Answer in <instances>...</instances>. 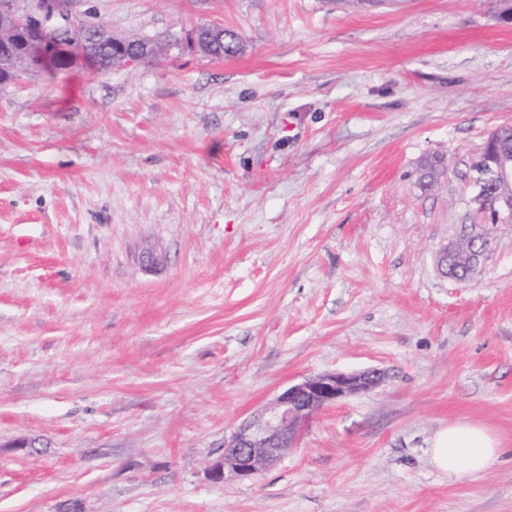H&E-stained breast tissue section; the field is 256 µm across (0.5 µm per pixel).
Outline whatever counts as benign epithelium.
Listing matches in <instances>:
<instances>
[{"label": "benign epithelium", "instance_id": "1", "mask_svg": "<svg viewBox=\"0 0 512 512\" xmlns=\"http://www.w3.org/2000/svg\"><path fill=\"white\" fill-rule=\"evenodd\" d=\"M20 0H0V27L13 42L39 44L43 59L75 58V51L63 33L76 21L62 0H30L31 9L18 6ZM94 36L112 44V58L131 66L141 61L130 50L127 38H116L103 23H87ZM17 50L0 48V83L16 79ZM473 191L470 211L478 218L475 227L489 228L512 222V152L490 153L482 148L471 163ZM486 234L477 233L450 240L438 250L442 275L464 280L488 253ZM382 379L377 369L313 375L288 386L270 403L245 420L224 442V454L211 466L214 478L248 479L260 474L293 449L299 432L315 413L338 401L376 387Z\"/></svg>", "mask_w": 512, "mask_h": 512}]
</instances>
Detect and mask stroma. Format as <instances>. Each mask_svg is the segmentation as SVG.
Wrapping results in <instances>:
<instances>
[{"label":"stroma","instance_id":"35a3bbf8","mask_svg":"<svg viewBox=\"0 0 512 512\" xmlns=\"http://www.w3.org/2000/svg\"><path fill=\"white\" fill-rule=\"evenodd\" d=\"M68 9L163 51L0 85V512H512V224L472 279L436 268L512 124L493 0ZM212 24L240 52L178 44ZM370 368L279 462L213 478L282 389ZM458 420L500 444L479 476L430 460Z\"/></svg>","mask_w":512,"mask_h":512}]
</instances>
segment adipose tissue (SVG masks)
I'll return each mask as SVG.
<instances>
[{
  "label": "adipose tissue",
  "mask_w": 512,
  "mask_h": 512,
  "mask_svg": "<svg viewBox=\"0 0 512 512\" xmlns=\"http://www.w3.org/2000/svg\"><path fill=\"white\" fill-rule=\"evenodd\" d=\"M499 454V446L479 425L457 421L434 436L431 447L436 469L451 477L475 476L485 472Z\"/></svg>",
  "instance_id": "obj_1"
}]
</instances>
